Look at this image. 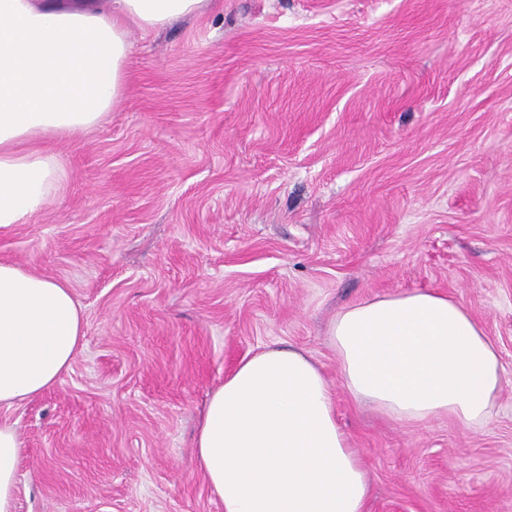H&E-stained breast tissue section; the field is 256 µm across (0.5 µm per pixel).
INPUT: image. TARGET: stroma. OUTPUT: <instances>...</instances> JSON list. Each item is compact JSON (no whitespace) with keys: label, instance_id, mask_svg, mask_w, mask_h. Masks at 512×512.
<instances>
[{"label":"stroma","instance_id":"35a3bbf8","mask_svg":"<svg viewBox=\"0 0 512 512\" xmlns=\"http://www.w3.org/2000/svg\"><path fill=\"white\" fill-rule=\"evenodd\" d=\"M130 41L122 102L57 145L60 197L0 227V262L66 281L85 317L61 381L0 408L16 512H220L197 423L269 345L332 383L366 512H512V0H215ZM413 289L499 351L482 431L341 385L333 317ZM23 447L16 428L6 422L0 423V512H15Z\"/></svg>","mask_w":512,"mask_h":512}]
</instances>
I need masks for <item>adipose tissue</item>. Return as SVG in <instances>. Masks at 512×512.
<instances>
[{
  "mask_svg": "<svg viewBox=\"0 0 512 512\" xmlns=\"http://www.w3.org/2000/svg\"><path fill=\"white\" fill-rule=\"evenodd\" d=\"M211 0H0V227L57 197L59 142L95 130L123 99L130 27L165 28ZM84 336L70 286L0 263V408L69 371ZM358 402L401 422L491 420L503 368L457 299L429 289L377 296L329 328ZM195 460L223 512H365L369 482L336 419L333 387L305 352L268 347L210 395ZM23 442L0 423V512H15Z\"/></svg>",
  "mask_w": 512,
  "mask_h": 512,
  "instance_id": "1",
  "label": "adipose tissue"
}]
</instances>
